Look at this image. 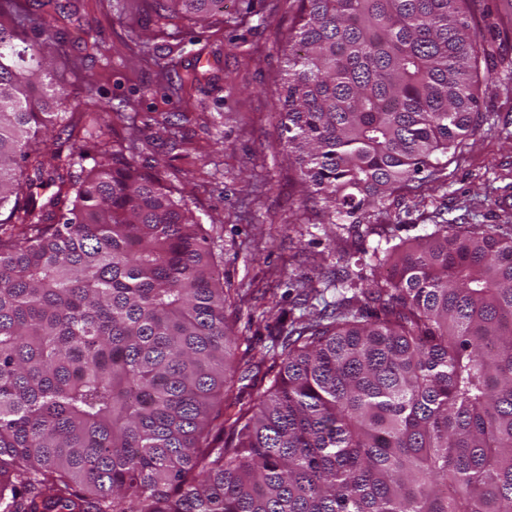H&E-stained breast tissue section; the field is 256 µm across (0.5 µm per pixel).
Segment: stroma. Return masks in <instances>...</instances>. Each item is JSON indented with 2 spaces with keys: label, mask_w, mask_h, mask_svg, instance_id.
Masks as SVG:
<instances>
[{
  "label": "stroma",
  "mask_w": 512,
  "mask_h": 512,
  "mask_svg": "<svg viewBox=\"0 0 512 512\" xmlns=\"http://www.w3.org/2000/svg\"><path fill=\"white\" fill-rule=\"evenodd\" d=\"M67 9L58 33L68 57L52 59L55 78L78 95L93 77L100 105L126 115L117 132L134 139L140 162L203 224L219 271L238 291L227 315L239 347L233 367L243 372L291 319L335 300L328 288L313 306L301 303L336 278V252L365 245L341 225L315 222L280 142L291 0H224L201 25L161 20L143 0H69ZM502 54L479 131L449 159L445 187L401 199L410 213L392 226L396 238L415 242L442 220L512 221V50Z\"/></svg>",
  "instance_id": "obj_1"
}]
</instances>
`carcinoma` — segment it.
<instances>
[{"label":"carcinoma","mask_w":512,"mask_h":512,"mask_svg":"<svg viewBox=\"0 0 512 512\" xmlns=\"http://www.w3.org/2000/svg\"><path fill=\"white\" fill-rule=\"evenodd\" d=\"M297 2L285 147L330 223L385 244L336 252L332 308L239 386L201 224L133 144L43 139L70 106L44 49L65 48L0 0V512H512V224L407 247L371 223L445 185L493 50L471 0Z\"/></svg>","instance_id":"carcinoma-1"}]
</instances>
